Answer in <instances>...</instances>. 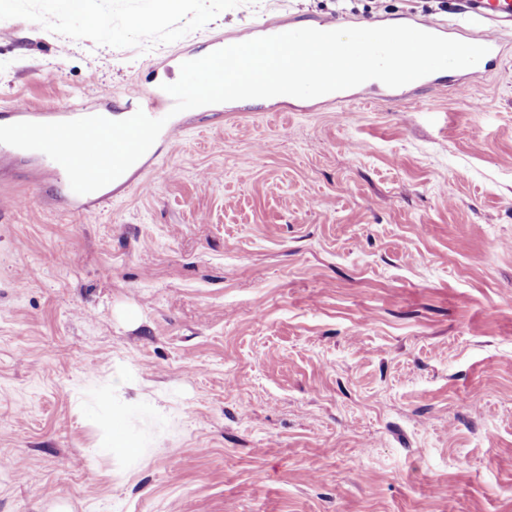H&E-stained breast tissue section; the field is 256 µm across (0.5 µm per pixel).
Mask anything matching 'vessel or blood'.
Segmentation results:
<instances>
[{
  "instance_id": "b4317fda",
  "label": "vessel or blood",
  "mask_w": 512,
  "mask_h": 512,
  "mask_svg": "<svg viewBox=\"0 0 512 512\" xmlns=\"http://www.w3.org/2000/svg\"><path fill=\"white\" fill-rule=\"evenodd\" d=\"M459 14L481 25L480 33L471 35V43L488 47V54L482 59L484 69L497 65L504 53L501 39L503 31L512 28V0H460ZM407 25L446 38H456L460 25H446L427 18L410 17ZM439 73H432L399 88H384L383 98L393 101L405 100L422 89L439 85ZM174 105L172 97L164 90L148 87L132 90L125 100L122 110L125 116H132L136 111H143L147 116L164 118ZM85 105L71 103L65 108H39L24 101H14L10 107L9 117L12 122L52 123L63 122L88 116Z\"/></svg>"
}]
</instances>
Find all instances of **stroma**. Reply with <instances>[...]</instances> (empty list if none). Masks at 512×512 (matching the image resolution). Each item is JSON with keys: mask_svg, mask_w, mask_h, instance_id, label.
<instances>
[{"mask_svg": "<svg viewBox=\"0 0 512 512\" xmlns=\"http://www.w3.org/2000/svg\"><path fill=\"white\" fill-rule=\"evenodd\" d=\"M453 8L0 0V118L174 83L245 27ZM504 41L464 95L180 113L84 212L50 159L1 160L0 512H512Z\"/></svg>", "mask_w": 512, "mask_h": 512, "instance_id": "obj_1", "label": "stroma"}]
</instances>
